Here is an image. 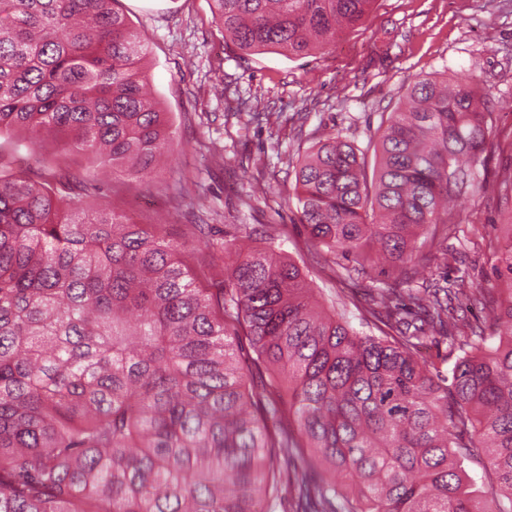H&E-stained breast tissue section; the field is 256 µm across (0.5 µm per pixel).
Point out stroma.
<instances>
[{
    "label": "stroma",
    "mask_w": 512,
    "mask_h": 512,
    "mask_svg": "<svg viewBox=\"0 0 512 512\" xmlns=\"http://www.w3.org/2000/svg\"><path fill=\"white\" fill-rule=\"evenodd\" d=\"M117 9L149 43L146 70L154 97L167 112L175 150L166 168L139 181L102 175L99 161L84 159L96 174L87 206L107 205L144 224H162L181 241L205 220L215 237L233 242L251 232L255 245L293 259L307 274L320 305L372 334L369 288L405 283L412 274H438L436 261L414 252L398 266L348 275L347 260L314 247L296 223L295 165L328 133L365 145L384 113L408 85L435 73L478 76L488 90L492 129L471 167L474 190L451 210L448 249L461 261L449 277L486 292L480 313L492 328V309L506 297L493 273L501 244L500 181L512 174V0H376L359 25L303 57L245 53L226 41L211 0H117ZM261 93L269 121L248 122L241 111ZM16 128L0 136V173L45 174V161L61 146Z\"/></svg>",
    "instance_id": "35a3bbf8"
}]
</instances>
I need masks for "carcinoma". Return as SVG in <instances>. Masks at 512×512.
Segmentation results:
<instances>
[{
    "label": "carcinoma",
    "mask_w": 512,
    "mask_h": 512,
    "mask_svg": "<svg viewBox=\"0 0 512 512\" xmlns=\"http://www.w3.org/2000/svg\"><path fill=\"white\" fill-rule=\"evenodd\" d=\"M114 2L0 0V131L49 132L139 180L173 132L146 91L147 45ZM212 2L239 50L290 57L375 0ZM490 129L478 78L420 79L365 146L330 133L301 157L298 221L357 272L405 261L419 229L443 224L430 248L456 263L448 201ZM92 182L61 159L41 181L0 175V512H271L292 461L296 512H512V221L492 336L455 335V301L485 305L480 289L425 278L378 289L369 335L274 249L224 270L210 225L174 242L85 207ZM203 250L214 261L198 275L188 259ZM430 335L458 352L450 372L420 358ZM485 457L478 487L464 464Z\"/></svg>",
    "instance_id": "1"
}]
</instances>
